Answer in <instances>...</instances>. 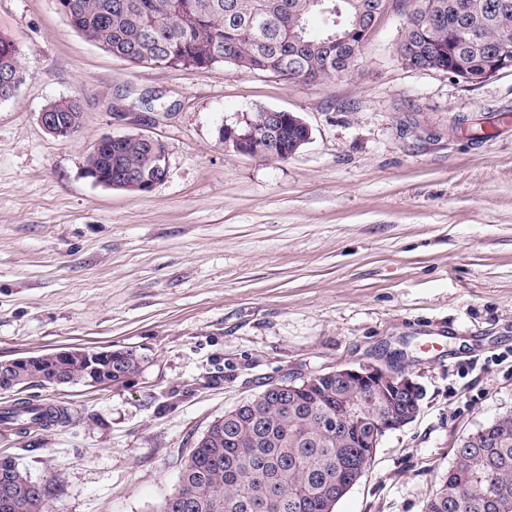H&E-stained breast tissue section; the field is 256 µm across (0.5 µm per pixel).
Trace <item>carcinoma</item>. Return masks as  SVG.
Returning <instances> with one entry per match:
<instances>
[{
  "mask_svg": "<svg viewBox=\"0 0 512 512\" xmlns=\"http://www.w3.org/2000/svg\"><path fill=\"white\" fill-rule=\"evenodd\" d=\"M69 9L70 24L112 55L136 65L206 68L231 65L241 71L267 72L286 80L318 82L346 75L354 66L360 41L338 48L336 34L381 9L386 0H58ZM424 6L402 27L396 47L401 64L416 70H443L460 78L477 69L489 50L512 54V0H414ZM325 28L309 27L312 16ZM23 68L13 44L0 38V73ZM65 124H79L76 98L48 104ZM276 159L292 156L304 128L282 116L264 132ZM91 162L148 173L154 151L138 138L101 149ZM145 360L132 350L112 352V382L123 386L138 376ZM58 371L67 383L92 379L83 360L33 361L0 373V388L41 385V373ZM357 395L322 378L293 394L266 388L213 421L185 458L179 487L156 512H329L336 506V474L351 475L365 462L372 431L363 425L331 429L343 406ZM70 415L52 404L19 401L0 409V423L26 430L35 422L68 423ZM49 491L24 468L0 466V512H51ZM424 512H512V425L472 433L455 449L454 461L440 479Z\"/></svg>",
  "mask_w": 512,
  "mask_h": 512,
  "instance_id": "carcinoma-1",
  "label": "carcinoma"
}]
</instances>
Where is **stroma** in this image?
<instances>
[{
	"label": "stroma",
	"instance_id": "35a3bbf8",
	"mask_svg": "<svg viewBox=\"0 0 512 512\" xmlns=\"http://www.w3.org/2000/svg\"><path fill=\"white\" fill-rule=\"evenodd\" d=\"M387 0L350 74L142 67L74 30L57 0H0L25 70L0 102V360L65 347L146 357L120 387L0 393L71 421L0 429L54 512H155L209 425L269 382L367 361L405 369L417 417L380 441L336 512H423L464 436L512 411V70L469 86L412 70ZM76 97V135L39 114ZM262 110L311 139L285 161L225 148ZM106 134L166 147L145 192L93 184Z\"/></svg>",
	"mask_w": 512,
	"mask_h": 512
}]
</instances>
